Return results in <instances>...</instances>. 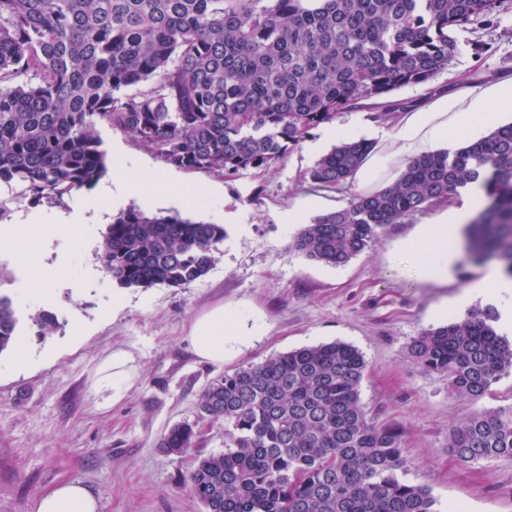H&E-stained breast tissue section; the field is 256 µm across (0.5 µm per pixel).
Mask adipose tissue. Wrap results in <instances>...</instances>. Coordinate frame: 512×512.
Segmentation results:
<instances>
[{"mask_svg": "<svg viewBox=\"0 0 512 512\" xmlns=\"http://www.w3.org/2000/svg\"><path fill=\"white\" fill-rule=\"evenodd\" d=\"M512 112V77L486 87L464 85L437 97L427 107L404 113L389 135L395 158L403 160L430 152L434 145L454 147L462 137L473 135L499 115ZM476 192H469L464 203L448 207L425 224L410 242L409 250L419 257L429 276L447 277L451 257L449 233L459 232L473 216ZM46 228L33 219L20 224L0 225V243L10 244L30 271L29 289L45 292L49 273L44 263ZM246 317L239 309L217 305L197 316L190 326L188 340L202 361L220 364L250 347L254 339L244 331ZM136 369L130 353L113 349L96 371L95 385L111 391L120 400L130 387ZM98 500L78 482H69L42 495L36 512H99Z\"/></svg>", "mask_w": 512, "mask_h": 512, "instance_id": "adipose-tissue-1", "label": "adipose tissue"}]
</instances>
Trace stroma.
I'll list each match as a JSON object with an SVG mask.
<instances>
[{"label": "stroma", "mask_w": 512, "mask_h": 512, "mask_svg": "<svg viewBox=\"0 0 512 512\" xmlns=\"http://www.w3.org/2000/svg\"><path fill=\"white\" fill-rule=\"evenodd\" d=\"M461 49L430 86L405 87L393 97L411 109L430 90L457 80L483 85L512 77V7L476 33L459 35ZM111 166L134 185L123 204L149 214L180 213L224 225L227 237L207 275L185 288L156 285L120 288L106 270L99 246L107 225L99 218L112 202L81 188L87 204L73 209V195L31 202L0 183L6 223L18 214L49 222L45 263L59 278L49 294L27 289V271L9 247H0V294L9 297L31 362L14 367L13 350L0 352V512H35L37 499L56 486L77 481L98 499L100 512H204L187 486L200 455L224 450V423L199 416L203 390L225 371L259 364L279 353L334 340L359 349L367 368L361 401L370 415L404 431L401 445L407 481L428 485L438 512H512V458L464 464L448 451V433L470 414L512 405V371L479 400L453 395L445 375L427 372L408 358L419 332L442 326L436 314L465 316L478 306L512 309V295H468L484 268L456 260L446 278L426 279L417 258L402 247L435 214L426 209L391 226L368 252L332 267L289 249L298 225L288 211L316 198L307 218L347 206L358 189L321 188L307 178L317 161L308 146L326 138L313 129L268 169L228 180L173 169L177 182L195 196L191 208L148 203L144 173L155 163L122 132L99 129ZM75 212L72 234L55 225L61 212ZM122 295L113 308V295ZM224 303L244 310L257 339L224 364L199 361L186 336L193 320ZM51 313L56 328L40 336L33 314ZM129 351L138 375L120 401L96 390L94 376L112 349ZM195 425L197 448L177 457L161 448L163 434L178 423Z\"/></svg>", "instance_id": "stroma-1"}]
</instances>
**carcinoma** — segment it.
Instances as JSON below:
<instances>
[{"label":"carcinoma","instance_id":"cac0c4a2","mask_svg":"<svg viewBox=\"0 0 512 512\" xmlns=\"http://www.w3.org/2000/svg\"><path fill=\"white\" fill-rule=\"evenodd\" d=\"M505 0H0V182L60 200L108 172L98 126L130 135L160 163L235 178L269 167L314 128L356 107L390 120L393 92L448 68L456 34L493 23ZM134 86L132 93L121 90ZM374 150L341 138L308 171L341 187ZM481 188L466 254L512 278V123L452 150L411 159L379 190L315 217L293 237L305 258L344 266L394 224ZM224 226L130 207L102 235L101 260L125 288H186L204 277ZM487 305L424 330L411 361L479 400L512 370V342ZM41 336L54 316L31 317ZM18 319L0 296V352ZM367 363L333 341L212 381L200 414L224 420V452L197 460L192 494L206 512H435L428 486L403 478L399 428L360 398ZM188 423L161 447H196ZM462 463L512 458V406L452 427Z\"/></svg>","mask_w":512,"mask_h":512}]
</instances>
